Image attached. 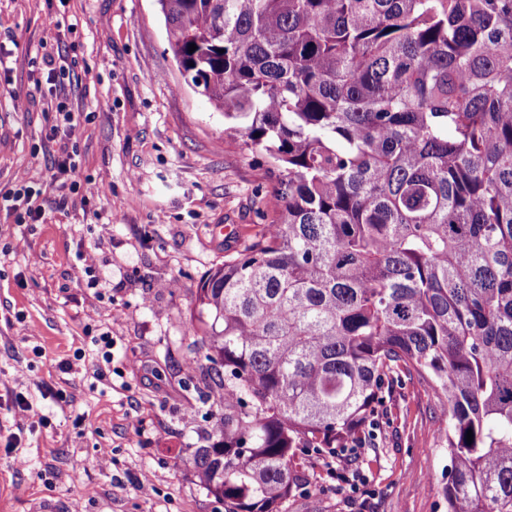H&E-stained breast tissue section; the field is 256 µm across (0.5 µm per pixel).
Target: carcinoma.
<instances>
[{
    "label": "carcinoma",
    "mask_w": 512,
    "mask_h": 512,
    "mask_svg": "<svg viewBox=\"0 0 512 512\" xmlns=\"http://www.w3.org/2000/svg\"><path fill=\"white\" fill-rule=\"evenodd\" d=\"M156 2L274 176L276 222L198 288L224 401L203 484L283 512L406 370L448 412V512H512V0Z\"/></svg>",
    "instance_id": "carcinoma-1"
}]
</instances>
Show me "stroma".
<instances>
[{"label": "stroma", "mask_w": 512, "mask_h": 512, "mask_svg": "<svg viewBox=\"0 0 512 512\" xmlns=\"http://www.w3.org/2000/svg\"><path fill=\"white\" fill-rule=\"evenodd\" d=\"M49 54L69 66L57 88ZM60 94L82 115L66 172L46 138ZM32 169L42 220L0 211V512H224L191 464L224 406L190 316L209 270L276 215L264 158L185 83L155 0H0V192ZM18 395L35 414L15 412ZM441 409L399 375L353 465L358 494L316 458L287 512H448Z\"/></svg>", "instance_id": "obj_1"}]
</instances>
